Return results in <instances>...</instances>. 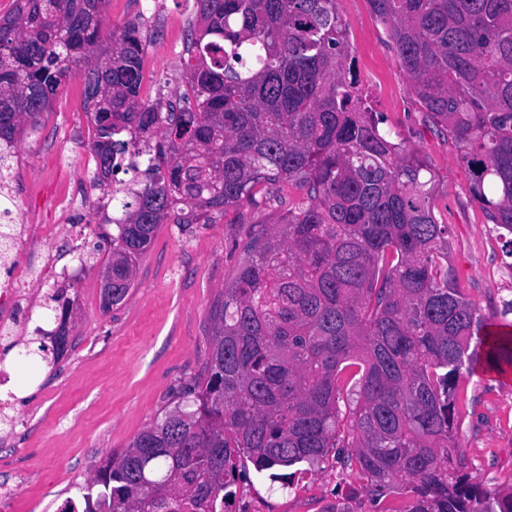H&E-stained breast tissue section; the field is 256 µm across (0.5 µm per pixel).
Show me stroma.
Instances as JSON below:
<instances>
[{
	"label": "stroma",
	"mask_w": 512,
	"mask_h": 512,
	"mask_svg": "<svg viewBox=\"0 0 512 512\" xmlns=\"http://www.w3.org/2000/svg\"><path fill=\"white\" fill-rule=\"evenodd\" d=\"M355 50L362 91L393 141L421 158L432 179L430 204L449 228V263L463 292L488 317L512 299V249L472 199L470 175L453 139L432 124L409 89L389 28L367 0H337ZM141 20L148 35L140 96L178 102L186 90V33L196 20L192 0H110L102 29L112 33ZM91 126L84 87L74 79L60 88L37 131L18 136L7 190L15 192L32 226L57 224L59 234L30 248L50 256L57 276L36 272L27 326L18 346L0 354V403L18 419L0 424V484L16 494L0 498V512H64L84 508L80 489L112 454L178 402L185 385L207 376L213 304L235 279L243 247L258 230L276 224L295 203L292 185L258 192L254 201L226 211L212 224L160 225L124 302L103 311L99 270L115 226L112 193L94 187ZM62 288L73 302L68 349L54 366L26 358L41 342L40 329L58 321L45 303ZM457 441L472 464L475 482L512 486V380L476 372L457 383ZM356 465L333 458L321 468L300 464L290 487L257 472L242 459L229 512H405L406 495L374 499Z\"/></svg>",
	"instance_id": "stroma-1"
}]
</instances>
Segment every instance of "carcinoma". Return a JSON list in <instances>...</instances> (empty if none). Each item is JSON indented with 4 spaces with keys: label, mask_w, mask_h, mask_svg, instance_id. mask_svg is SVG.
<instances>
[{
    "label": "carcinoma",
    "mask_w": 512,
    "mask_h": 512,
    "mask_svg": "<svg viewBox=\"0 0 512 512\" xmlns=\"http://www.w3.org/2000/svg\"><path fill=\"white\" fill-rule=\"evenodd\" d=\"M108 0H15L0 17V142L60 87L84 86L93 186L112 196V303L161 224H208L281 184L303 197L244 249L215 303L205 381L82 487L83 512H224L238 454L259 472L334 456L403 512H512V487L471 479L456 442L458 379L512 369V301L498 324L448 263L425 165L379 128L359 91L336 0H194L185 105L140 97L147 36L99 47ZM410 91L458 145L470 192L512 236V0H368ZM67 319L72 301L48 296Z\"/></svg>",
    "instance_id": "carcinoma-1"
}]
</instances>
